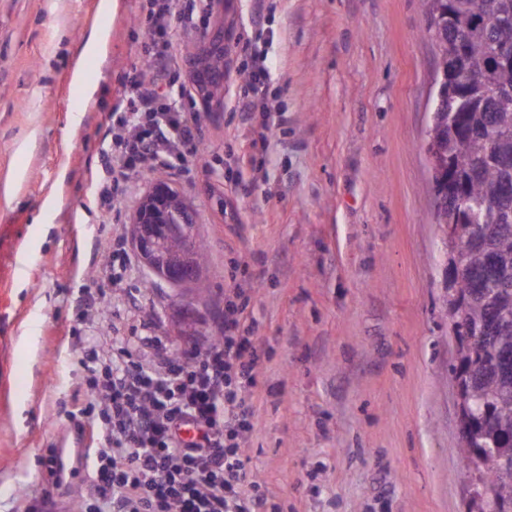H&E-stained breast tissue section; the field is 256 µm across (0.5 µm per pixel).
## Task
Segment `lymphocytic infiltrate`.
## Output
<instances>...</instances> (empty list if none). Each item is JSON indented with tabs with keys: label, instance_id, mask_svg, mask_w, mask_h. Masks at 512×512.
<instances>
[{
	"label": "lymphocytic infiltrate",
	"instance_id": "obj_1",
	"mask_svg": "<svg viewBox=\"0 0 512 512\" xmlns=\"http://www.w3.org/2000/svg\"><path fill=\"white\" fill-rule=\"evenodd\" d=\"M175 4L152 0L143 62L112 109L105 173L116 193L137 168L184 165L201 147L198 114L183 111L167 92L181 60L173 45ZM268 78L265 57L255 56L242 86V112L266 111ZM245 310V302L225 298L223 335L176 357L160 349L144 363L113 341L95 390L106 428L88 512H268L245 455L259 361ZM186 427L196 429L194 439L182 437Z\"/></svg>",
	"mask_w": 512,
	"mask_h": 512
}]
</instances>
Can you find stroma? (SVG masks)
<instances>
[{
    "mask_svg": "<svg viewBox=\"0 0 512 512\" xmlns=\"http://www.w3.org/2000/svg\"><path fill=\"white\" fill-rule=\"evenodd\" d=\"M146 0H0V512L41 497L75 512L95 454L54 482L62 438L100 442L94 365L118 337L178 355L224 326L241 291L260 352L248 468L278 512H477L448 369V240L425 153L433 50L420 0H179L182 73L224 30V82L200 106L201 151L142 168L113 200L102 147L122 82L140 64ZM269 43L273 113L238 107L242 51ZM96 53H86L91 33ZM272 121L254 163L241 159ZM193 205L208 290L122 284L108 261L152 182ZM121 219L112 222L113 206ZM105 295L104 306H92Z\"/></svg>",
    "mask_w": 512,
    "mask_h": 512,
    "instance_id": "1",
    "label": "stroma"
}]
</instances>
